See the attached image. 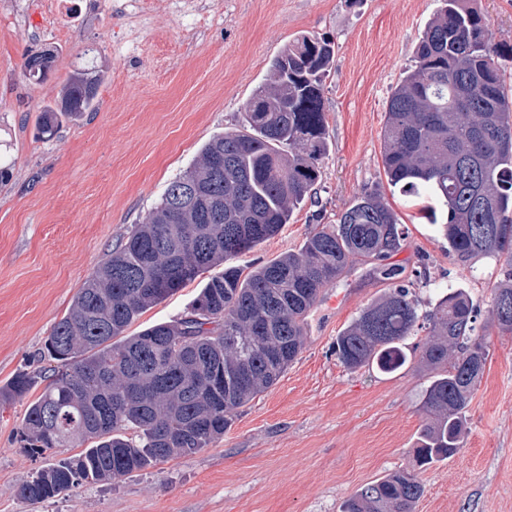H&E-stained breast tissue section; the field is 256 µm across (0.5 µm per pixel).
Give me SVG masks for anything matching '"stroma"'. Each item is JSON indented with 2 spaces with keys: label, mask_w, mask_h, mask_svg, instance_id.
Listing matches in <instances>:
<instances>
[{
  "label": "stroma",
  "mask_w": 512,
  "mask_h": 512,
  "mask_svg": "<svg viewBox=\"0 0 512 512\" xmlns=\"http://www.w3.org/2000/svg\"><path fill=\"white\" fill-rule=\"evenodd\" d=\"M437 0H0V385L43 368L40 352L88 275L160 202L215 135L238 130L273 59L300 35L330 41L328 152L316 202L242 259L259 267L297 249L364 191L379 188L406 227L391 258L421 305L465 289L487 310L504 260L467 268L448 252L415 198L390 188L382 165L389 94L413 63ZM52 69L30 81V52ZM94 51L96 107L42 137L53 107ZM194 281L147 309L133 331L179 318ZM388 285L358 265L324 288L307 316L301 354L240 408L224 436L196 454L108 482L83 481L31 503L17 493L38 469L75 456L31 457L17 433L28 398L0 405V512H338L367 483L417 476L415 512H512V332L478 321L489 356L450 459L418 467L422 393L431 376L409 353L392 374L345 368L338 334Z\"/></svg>",
  "instance_id": "obj_1"
}]
</instances>
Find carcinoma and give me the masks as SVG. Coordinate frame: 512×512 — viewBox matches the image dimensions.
<instances>
[{"mask_svg":"<svg viewBox=\"0 0 512 512\" xmlns=\"http://www.w3.org/2000/svg\"><path fill=\"white\" fill-rule=\"evenodd\" d=\"M440 2L389 98L382 163L389 186L424 200V218L439 225L458 263L505 257L487 317L512 332V311L501 312L505 302L512 307V93L504 79L512 47L492 43L476 0ZM334 57L322 38L289 43L248 101L243 129L209 140L86 279L45 339L43 353L56 365L19 431L30 456L82 451L29 476L22 499L49 500L81 480L106 482L222 437L238 410L297 358L321 290L356 265H372L392 288L336 337L337 358L350 370L392 373L408 361L406 339L426 330L420 361L433 376L422 394L428 421L417 465L458 452L488 345L461 288L419 314L405 269L388 262L405 231L379 190L363 192L298 249L260 267L237 264L316 195ZM96 103L97 82L77 73L57 108L40 116L39 133L53 136L58 118ZM204 274L181 317L127 334L146 309ZM36 386L21 372L0 387V403ZM422 494L416 476L394 472L343 500L340 512H414Z\"/></svg>","mask_w":512,"mask_h":512,"instance_id":"cac0c4a2","label":"carcinoma"}]
</instances>
